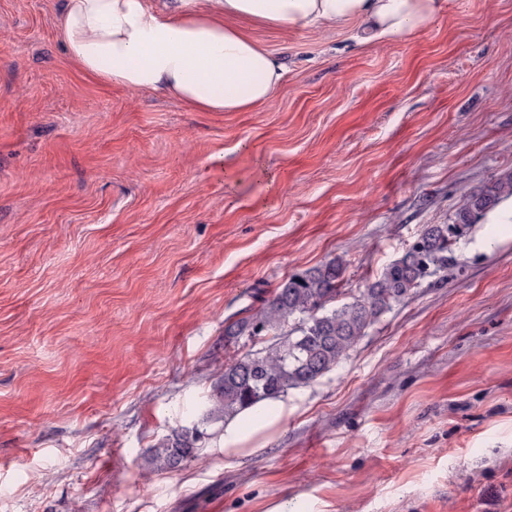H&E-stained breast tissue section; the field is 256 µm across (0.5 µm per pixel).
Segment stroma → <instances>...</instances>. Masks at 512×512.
Listing matches in <instances>:
<instances>
[{
    "mask_svg": "<svg viewBox=\"0 0 512 512\" xmlns=\"http://www.w3.org/2000/svg\"><path fill=\"white\" fill-rule=\"evenodd\" d=\"M60 7L0 0V512H512V199L252 453L203 420L261 293L338 258L347 302L512 173V0L368 44L248 25L288 71L244 112L83 74ZM202 434L203 431H200L198 426L195 428L194 434H189L183 429L173 430L170 435L151 448L152 463L157 468L164 469L192 457L194 445Z\"/></svg>",
    "mask_w": 512,
    "mask_h": 512,
    "instance_id": "1",
    "label": "stroma"
}]
</instances>
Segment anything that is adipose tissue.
I'll use <instances>...</instances> for the list:
<instances>
[{
    "label": "adipose tissue",
    "instance_id": "ef3b65f1",
    "mask_svg": "<svg viewBox=\"0 0 512 512\" xmlns=\"http://www.w3.org/2000/svg\"><path fill=\"white\" fill-rule=\"evenodd\" d=\"M438 0H63L58 20L68 57L107 84L154 90L201 112H243L271 101L285 73L280 58L238 26L291 29L365 23L370 41L398 40L434 19ZM277 420L259 407L229 420L224 451Z\"/></svg>",
    "mask_w": 512,
    "mask_h": 512
}]
</instances>
